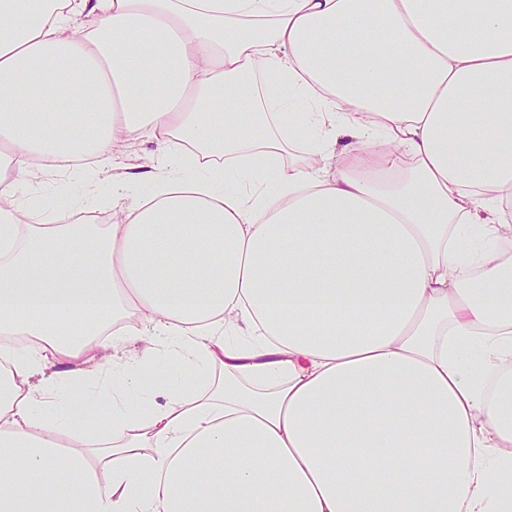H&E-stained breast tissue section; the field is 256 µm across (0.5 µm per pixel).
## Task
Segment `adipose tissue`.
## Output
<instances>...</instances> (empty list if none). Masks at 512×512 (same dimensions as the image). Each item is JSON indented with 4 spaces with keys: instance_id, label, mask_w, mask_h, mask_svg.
I'll return each mask as SVG.
<instances>
[{
    "instance_id": "ef3b65f1",
    "label": "adipose tissue",
    "mask_w": 512,
    "mask_h": 512,
    "mask_svg": "<svg viewBox=\"0 0 512 512\" xmlns=\"http://www.w3.org/2000/svg\"><path fill=\"white\" fill-rule=\"evenodd\" d=\"M510 244L512 0H0V512H512ZM155 145L146 140H140L137 142L129 143L127 146L118 154L117 168L115 174L124 172V167L130 165L146 164L150 157L153 155ZM112 192V170L108 177L99 175L91 183L85 182L76 174L58 171L46 174L24 189L27 197L35 198L39 209H57L53 203L59 196L67 195L70 203L75 198L83 201V216L93 218L94 224H109L111 211H105L99 204V198Z\"/></svg>"
}]
</instances>
